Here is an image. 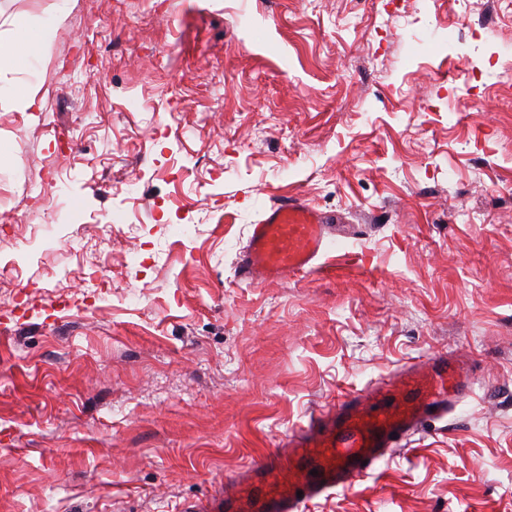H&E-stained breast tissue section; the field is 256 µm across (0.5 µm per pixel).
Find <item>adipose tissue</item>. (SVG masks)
Returning <instances> with one entry per match:
<instances>
[{
  "label": "adipose tissue",
  "instance_id": "1",
  "mask_svg": "<svg viewBox=\"0 0 512 512\" xmlns=\"http://www.w3.org/2000/svg\"><path fill=\"white\" fill-rule=\"evenodd\" d=\"M63 15L45 20L38 28H29L26 20H15V37L0 38V97L12 98L18 111L36 112L40 106L35 89L20 90L2 78L3 73L14 69H27L38 61L51 43Z\"/></svg>",
  "mask_w": 512,
  "mask_h": 512
}]
</instances>
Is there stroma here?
<instances>
[{
	"label": "stroma",
	"instance_id": "obj_1",
	"mask_svg": "<svg viewBox=\"0 0 512 512\" xmlns=\"http://www.w3.org/2000/svg\"><path fill=\"white\" fill-rule=\"evenodd\" d=\"M0 512H180L440 351L447 418L303 512H512V0H0ZM334 216L256 286L262 209ZM64 21L62 13L31 29L24 19L14 21L16 37L0 36V75L12 69H29L44 54L58 26ZM10 97L16 109L20 112H39L41 107L37 103V91L29 88L26 91L17 89L10 81L0 78V98Z\"/></svg>",
	"mask_w": 512,
	"mask_h": 512
}]
</instances>
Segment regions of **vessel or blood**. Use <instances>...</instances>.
Instances as JSON below:
<instances>
[{
	"mask_svg": "<svg viewBox=\"0 0 512 512\" xmlns=\"http://www.w3.org/2000/svg\"><path fill=\"white\" fill-rule=\"evenodd\" d=\"M329 229L328 217L302 197L272 202L251 226L240 277L262 285L315 270ZM472 380L470 363L445 351L401 367L320 409L239 471L232 492L215 482L206 503H187L181 512H301L315 498L362 482L388 449L441 420Z\"/></svg>",
	"mask_w": 512,
	"mask_h": 512,
	"instance_id": "1",
	"label": "vessel or blood"
}]
</instances>
